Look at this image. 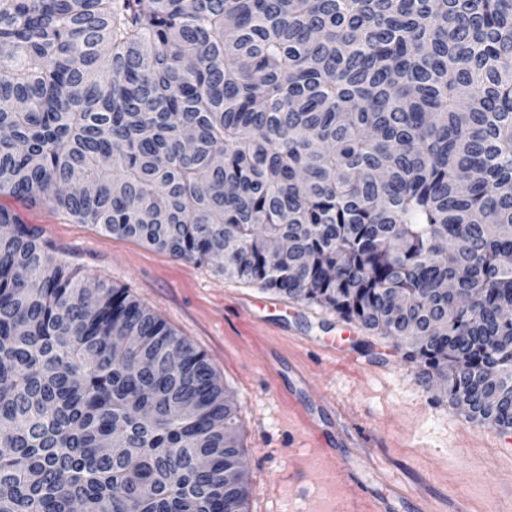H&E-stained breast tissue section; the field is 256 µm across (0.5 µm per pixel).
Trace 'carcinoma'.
Here are the masks:
<instances>
[{
  "instance_id": "cac0c4a2",
  "label": "carcinoma",
  "mask_w": 512,
  "mask_h": 512,
  "mask_svg": "<svg viewBox=\"0 0 512 512\" xmlns=\"http://www.w3.org/2000/svg\"><path fill=\"white\" fill-rule=\"evenodd\" d=\"M0 196L324 304L512 429V0H0ZM236 419L0 206V512H245Z\"/></svg>"
}]
</instances>
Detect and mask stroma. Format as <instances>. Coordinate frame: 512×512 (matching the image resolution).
Returning <instances> with one entry per match:
<instances>
[{"instance_id": "stroma-1", "label": "stroma", "mask_w": 512, "mask_h": 512, "mask_svg": "<svg viewBox=\"0 0 512 512\" xmlns=\"http://www.w3.org/2000/svg\"><path fill=\"white\" fill-rule=\"evenodd\" d=\"M22 212L57 255L128 288L203 352L233 402L250 488L247 512H321L332 498L388 499L391 512H512V432L467 421L429 391L394 341L319 303L282 299L132 238L54 211ZM252 317L250 331L240 323ZM318 431L309 434L304 416ZM345 477L326 485L321 442Z\"/></svg>"}]
</instances>
